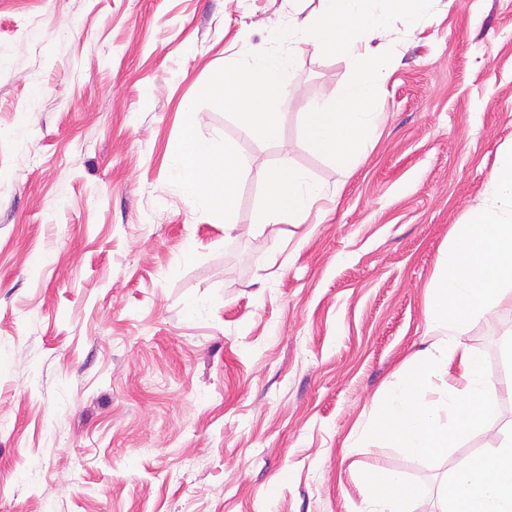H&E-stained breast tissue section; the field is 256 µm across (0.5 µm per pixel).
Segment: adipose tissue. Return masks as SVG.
<instances>
[{
  "instance_id": "adipose-tissue-1",
  "label": "adipose tissue",
  "mask_w": 512,
  "mask_h": 512,
  "mask_svg": "<svg viewBox=\"0 0 512 512\" xmlns=\"http://www.w3.org/2000/svg\"><path fill=\"white\" fill-rule=\"evenodd\" d=\"M324 191L309 175L281 159L265 177V206L254 229L307 223ZM486 203L453 225L430 286L425 320L432 341L414 354L406 374L381 395L374 420L393 447L426 460L484 427L496 413L500 390L461 339L466 324L512 312V152L485 184ZM366 512H416L418 492L405 477L379 471L365 479ZM439 512H512V422L491 448L449 471L438 493Z\"/></svg>"
}]
</instances>
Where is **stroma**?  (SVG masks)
<instances>
[{
    "instance_id": "stroma-1",
    "label": "stroma",
    "mask_w": 512,
    "mask_h": 512,
    "mask_svg": "<svg viewBox=\"0 0 512 512\" xmlns=\"http://www.w3.org/2000/svg\"><path fill=\"white\" fill-rule=\"evenodd\" d=\"M318 0H0V512H360L402 473L434 502L512 419L427 461L353 439L427 344L426 290L453 225L512 147V0H433L396 21L354 170L304 137L343 55L297 53L276 137L200 106L248 166L234 220L193 210L166 157L182 102ZM288 157L326 192L307 224L252 231ZM512 313L462 340L495 381Z\"/></svg>"
}]
</instances>
